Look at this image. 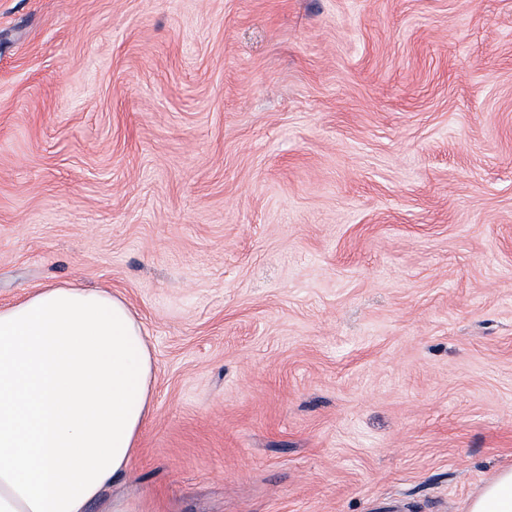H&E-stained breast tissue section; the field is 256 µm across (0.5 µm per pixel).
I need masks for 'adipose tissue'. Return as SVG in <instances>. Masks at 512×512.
Listing matches in <instances>:
<instances>
[{
    "instance_id": "adipose-tissue-1",
    "label": "adipose tissue",
    "mask_w": 512,
    "mask_h": 512,
    "mask_svg": "<svg viewBox=\"0 0 512 512\" xmlns=\"http://www.w3.org/2000/svg\"><path fill=\"white\" fill-rule=\"evenodd\" d=\"M154 381L143 324L110 291L56 285L0 305V512H87L129 471ZM466 512H512V468Z\"/></svg>"
}]
</instances>
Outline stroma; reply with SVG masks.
Wrapping results in <instances>:
<instances>
[{
    "instance_id": "35a3bbf8",
    "label": "stroma",
    "mask_w": 512,
    "mask_h": 512,
    "mask_svg": "<svg viewBox=\"0 0 512 512\" xmlns=\"http://www.w3.org/2000/svg\"><path fill=\"white\" fill-rule=\"evenodd\" d=\"M112 291L134 512H465L512 466V0H0V302Z\"/></svg>"
}]
</instances>
